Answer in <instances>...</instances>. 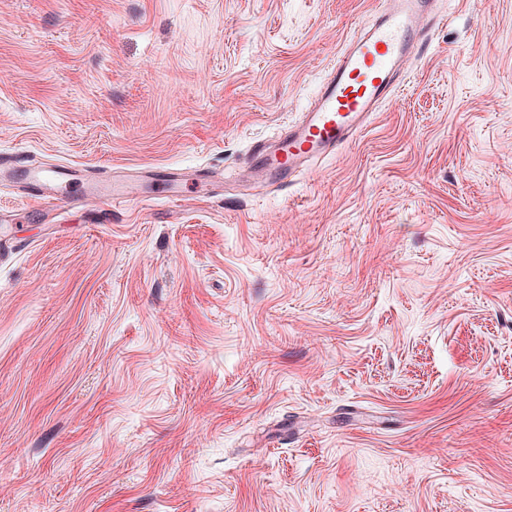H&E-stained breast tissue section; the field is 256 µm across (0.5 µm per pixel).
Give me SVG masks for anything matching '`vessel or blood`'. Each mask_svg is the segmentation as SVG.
I'll list each match as a JSON object with an SVG mask.
<instances>
[{
    "instance_id": "1",
    "label": "vessel or blood",
    "mask_w": 512,
    "mask_h": 512,
    "mask_svg": "<svg viewBox=\"0 0 512 512\" xmlns=\"http://www.w3.org/2000/svg\"><path fill=\"white\" fill-rule=\"evenodd\" d=\"M437 16L438 0H378L372 23L338 53L327 80L299 119L285 124L275 138L252 141L247 153L252 177L288 185L313 161L355 141L392 97L407 64L426 54L425 29ZM0 180L23 188L29 201L46 212L76 183L77 173L69 166L27 168L0 156ZM182 184L181 177L163 171L108 181L90 177L81 196L112 210L131 202L178 200Z\"/></svg>"
}]
</instances>
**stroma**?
<instances>
[{
	"instance_id": "obj_1",
	"label": "stroma",
	"mask_w": 512,
	"mask_h": 512,
	"mask_svg": "<svg viewBox=\"0 0 512 512\" xmlns=\"http://www.w3.org/2000/svg\"><path fill=\"white\" fill-rule=\"evenodd\" d=\"M439 5L278 191L251 141L377 0H0V152L224 176L43 220L0 185V512H512V0Z\"/></svg>"
}]
</instances>
